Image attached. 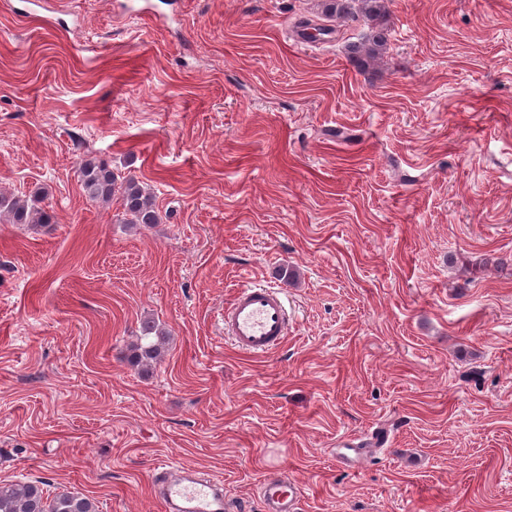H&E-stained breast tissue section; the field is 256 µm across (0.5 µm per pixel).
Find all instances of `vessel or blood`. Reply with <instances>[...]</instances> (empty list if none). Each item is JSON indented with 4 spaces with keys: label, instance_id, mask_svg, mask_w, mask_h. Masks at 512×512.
Segmentation results:
<instances>
[{
    "label": "vessel or blood",
    "instance_id": "b4317fda",
    "mask_svg": "<svg viewBox=\"0 0 512 512\" xmlns=\"http://www.w3.org/2000/svg\"><path fill=\"white\" fill-rule=\"evenodd\" d=\"M224 328L233 344L248 354H266L284 342L288 333L286 297L273 286L242 285L224 309ZM152 490L163 512H236L238 505L225 499L218 479L178 468L156 469ZM302 490L282 475L260 484L261 512H301Z\"/></svg>",
    "mask_w": 512,
    "mask_h": 512
}]
</instances>
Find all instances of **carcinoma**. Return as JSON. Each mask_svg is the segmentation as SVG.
Listing matches in <instances>:
<instances>
[{
    "mask_svg": "<svg viewBox=\"0 0 512 512\" xmlns=\"http://www.w3.org/2000/svg\"><path fill=\"white\" fill-rule=\"evenodd\" d=\"M385 0H321V15L330 21L358 15L369 32L361 42L347 45L350 58L361 69H369L383 61L387 38L380 20L385 16ZM81 184L93 202L120 207L119 222L133 228L161 223V215L150 190L133 177L117 175L110 165L93 156H84L78 163ZM42 192L31 196L10 198L0 196L1 224H51L53 216L40 206ZM140 342L130 348L127 361L146 369L161 360L165 333L152 320L142 324ZM0 512H97L95 501L75 492L46 496L39 480L24 483H0Z\"/></svg>",
    "mask_w": 512,
    "mask_h": 512,
    "instance_id": "cac0c4a2",
    "label": "carcinoma"
}]
</instances>
